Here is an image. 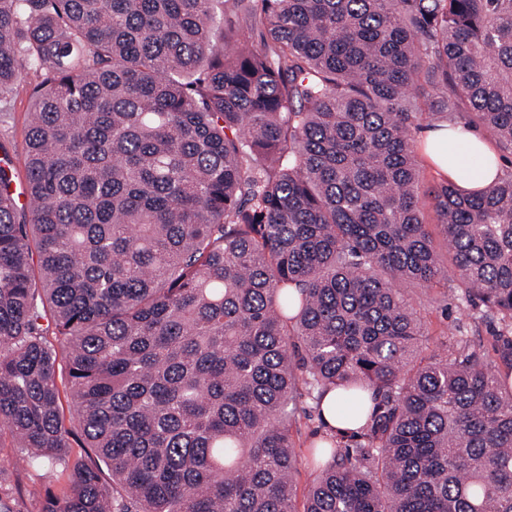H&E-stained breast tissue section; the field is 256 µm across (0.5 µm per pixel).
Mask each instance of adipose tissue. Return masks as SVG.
Returning a JSON list of instances; mask_svg holds the SVG:
<instances>
[{"mask_svg": "<svg viewBox=\"0 0 512 512\" xmlns=\"http://www.w3.org/2000/svg\"><path fill=\"white\" fill-rule=\"evenodd\" d=\"M422 149L437 174L452 179L458 172H465L470 188L488 186L499 167L494 144L474 129L461 125L427 130Z\"/></svg>", "mask_w": 512, "mask_h": 512, "instance_id": "1", "label": "adipose tissue"}]
</instances>
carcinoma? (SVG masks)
Returning a JSON list of instances; mask_svg holds the SVG:
<instances>
[{
    "label": "carcinoma",
    "instance_id": "cac0c4a2",
    "mask_svg": "<svg viewBox=\"0 0 512 512\" xmlns=\"http://www.w3.org/2000/svg\"><path fill=\"white\" fill-rule=\"evenodd\" d=\"M28 70L30 223L0 166V428L22 450L0 474L68 483L18 494L512 512V380L467 344L421 353L403 289L451 282L512 331V172L424 190L412 137L442 117L512 154V0H0V98ZM302 390L367 416L353 445L296 451ZM66 482L67 474L62 472V469L59 467L45 469L39 472H30L26 477L23 476V485L25 487L32 484H36L37 486L45 485L59 491L65 486Z\"/></svg>",
    "mask_w": 512,
    "mask_h": 512
}]
</instances>
